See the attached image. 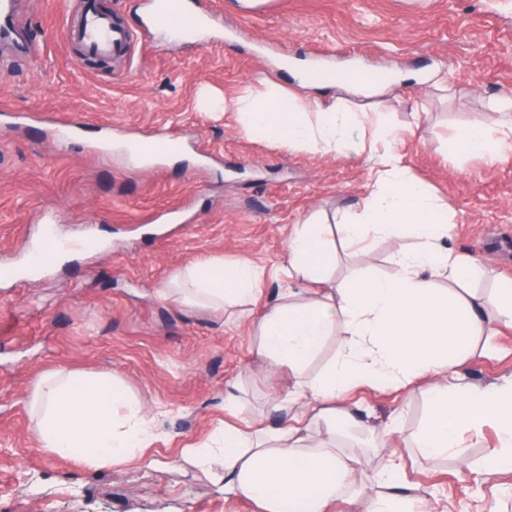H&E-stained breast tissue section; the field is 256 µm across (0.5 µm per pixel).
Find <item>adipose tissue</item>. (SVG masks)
Listing matches in <instances>:
<instances>
[{
    "label": "adipose tissue",
    "mask_w": 512,
    "mask_h": 512,
    "mask_svg": "<svg viewBox=\"0 0 512 512\" xmlns=\"http://www.w3.org/2000/svg\"><path fill=\"white\" fill-rule=\"evenodd\" d=\"M300 92L270 87L256 95L243 90L232 101L241 132L252 139H273L291 149L339 157L376 153L366 193L343 212L340 229L319 218L294 225L282 271L288 278L327 284L334 252L330 238L340 232L355 245L374 236L397 240L396 273L348 279L314 298L289 293L270 306L258 322L257 358L287 365L290 398L275 399L277 411L297 405L289 422L276 429L250 424L225 427L217 446L188 448L183 459L208 470L224 465V487L258 501L263 512H329L357 481L352 458L331 441L311 446L306 432L322 420L328 428L354 423L351 411L337 407L342 394L358 385L375 389L432 379L429 411L417 447L433 459L459 447L460 436L496 423L502 452L484 470L496 472L500 458L512 459V376L486 386H460L455 379L477 352V342L493 326L512 328V289L460 293L459 284L482 274L479 261L454 254L449 245L448 205L410 178L393 146L400 129L384 122L366 132V119L348 111L336 89L351 81L299 77ZM493 125L472 126L456 135L458 149L491 160L512 151V98L497 101ZM448 287H438L437 276ZM264 272L250 260L185 268L163 298L186 307L223 309L226 301L253 297ZM344 321L350 334L321 377L305 375L308 361ZM43 448L61 457H84L94 464L122 463L142 456L153 436V420L115 380L74 379L57 370L39 379L29 396Z\"/></svg>",
    "instance_id": "adipose-tissue-1"
}]
</instances>
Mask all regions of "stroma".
Masks as SVG:
<instances>
[{
    "label": "stroma",
    "instance_id": "obj_1",
    "mask_svg": "<svg viewBox=\"0 0 512 512\" xmlns=\"http://www.w3.org/2000/svg\"><path fill=\"white\" fill-rule=\"evenodd\" d=\"M99 3L133 33L128 56L80 58L59 31L69 0H20L40 58L0 51V110L78 122L62 139L37 122L0 123V264L21 270L0 281V512H260L225 493L221 471H201L181 452L223 428L228 397L254 426L286 423L271 402L286 395L290 373L255 359L256 324L291 286L281 270L290 226L354 203L371 163L249 139L224 101L245 84L261 93L266 81L283 82L280 60L413 72L349 108L385 113L404 132L397 151L448 203L452 246L496 273L474 288L512 287V152L490 163L454 144L461 129L495 120L494 100L512 98V0H270L244 13L210 0L223 37L214 49L200 36L144 37L147 0ZM163 126L181 153L136 164L129 141ZM46 224L97 247L27 271ZM396 248L385 237L362 251L337 243L329 276L392 274ZM243 258L266 273L258 297L218 312L161 295L191 264ZM478 350L460 384L512 374V329L483 337ZM59 368L114 378L143 405L156 427L144 459L97 466L42 448L27 396ZM428 388L418 380L347 393L356 424L338 430L337 443L358 482L331 512H368L390 460L395 487L432 512H512V465L478 473L499 449L496 424L464 433L451 454H419Z\"/></svg>",
    "mask_w": 512,
    "mask_h": 512
}]
</instances>
